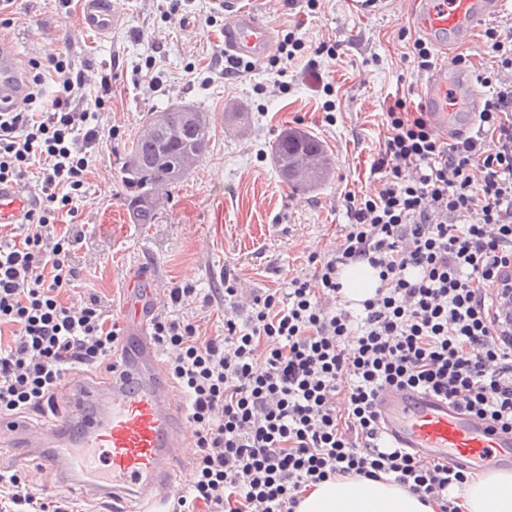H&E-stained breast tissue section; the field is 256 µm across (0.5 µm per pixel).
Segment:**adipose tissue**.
<instances>
[{
  "mask_svg": "<svg viewBox=\"0 0 512 512\" xmlns=\"http://www.w3.org/2000/svg\"><path fill=\"white\" fill-rule=\"evenodd\" d=\"M457 494L464 512H512V473H476ZM295 512H438V507L382 475L311 485L302 493Z\"/></svg>",
  "mask_w": 512,
  "mask_h": 512,
  "instance_id": "1",
  "label": "adipose tissue"
}]
</instances>
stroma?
<instances>
[{"instance_id":"obj_1","label":"stroma","mask_w":512,"mask_h":512,"mask_svg":"<svg viewBox=\"0 0 512 512\" xmlns=\"http://www.w3.org/2000/svg\"><path fill=\"white\" fill-rule=\"evenodd\" d=\"M157 4L112 0L123 23L107 36L82 28L76 2L67 9L58 0H16L13 6L18 20L10 34L22 64L42 59L52 31L61 29L63 49L89 70L86 105L94 103L103 68L112 70V101L98 112L100 141L83 193L73 201L83 275L60 299L79 305L94 293L108 314L120 315L127 273L141 265L149 268L160 302H167L169 288H195L198 298L183 316L202 335L220 336L225 307L215 292L225 275L247 296L308 273L309 254L339 240L347 222L344 194L373 192L384 112L398 98L413 107L420 101L425 77L405 58L420 33L413 0H377L366 10L355 0H317L312 9L305 0L292 9L284 0H237L272 27L276 40L292 30L303 47L283 78H275L270 55L227 83L212 72L211 58L224 43L228 12L216 0H192L183 15L168 20ZM323 44L335 47V56L321 53ZM150 60L157 78L152 86L141 79ZM325 82L330 91L322 90ZM172 106L208 114V151L183 182L169 186L158 223H131L123 150L149 114ZM289 128L309 132L327 149L332 169L321 185L296 190L283 183L271 146ZM206 294L214 298L208 306L201 302ZM17 454L11 436H0V467L19 468L35 492L66 493L36 459L15 465Z\"/></svg>"}]
</instances>
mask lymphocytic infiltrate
Listing matches in <instances>:
<instances>
[{
    "instance_id": "obj_1",
    "label": "lymphocytic infiltrate",
    "mask_w": 512,
    "mask_h": 512,
    "mask_svg": "<svg viewBox=\"0 0 512 512\" xmlns=\"http://www.w3.org/2000/svg\"><path fill=\"white\" fill-rule=\"evenodd\" d=\"M484 35L496 62L478 80L493 93L473 132L443 141L425 112L396 99L376 162L384 175L372 193H345L340 243L310 254L311 272L245 309L225 278L220 336L178 313L191 286L171 288L152 336L173 351L167 371L196 437L192 488L173 512H295L310 485L382 474L440 512H461L450 492L470 466L423 465L392 447L373 401L409 386L512 432V327H497L494 313L512 283V29ZM27 82L24 101L0 110V181L34 178L39 195L23 240L0 244V326L13 328L0 347V415L47 414L75 365L111 366L121 331L96 294L77 311L60 300L82 272L62 222L76 214L112 78L102 76L95 110L84 109V71L53 48L31 62ZM357 262L380 283L356 315L340 274ZM0 512L73 510L0 470Z\"/></svg>"
}]
</instances>
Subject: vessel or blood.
<instances>
[{
	"label": "vessel or blood",
	"mask_w": 512,
	"mask_h": 512,
	"mask_svg": "<svg viewBox=\"0 0 512 512\" xmlns=\"http://www.w3.org/2000/svg\"><path fill=\"white\" fill-rule=\"evenodd\" d=\"M507 0H415L417 27L443 55L421 90L422 109L444 138L459 129L449 121L453 109L479 112L482 98L470 70L457 64L448 51L471 39ZM85 29L107 34L120 16L110 0H80ZM224 26V48L236 56L261 60L275 47L271 27L256 13L234 10ZM27 92L16 44L0 35V106ZM35 203L32 195L13 182H0V224H20ZM159 309L155 284L145 274L132 273L122 304L128 345L108 383L73 379L62 394L67 414L42 428L26 419L0 417V431L21 442L23 454L41 461L63 482L73 484L100 512H163L189 455V425L174 390L164 377L162 353L150 334ZM385 438L397 448L411 449L417 461L470 462L489 467L512 465V434L492 429L489 422L449 406L430 393L391 388L375 401Z\"/></svg>",
	"instance_id": "vessel-or-blood-1"
}]
</instances>
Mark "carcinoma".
I'll return each mask as SVG.
<instances>
[{
    "instance_id": "1",
    "label": "carcinoma",
    "mask_w": 512,
    "mask_h": 512,
    "mask_svg": "<svg viewBox=\"0 0 512 512\" xmlns=\"http://www.w3.org/2000/svg\"><path fill=\"white\" fill-rule=\"evenodd\" d=\"M211 127L186 106H175L149 118L128 147L122 166L130 189L129 216L134 224H154L159 218L160 187L180 182L192 164L203 158ZM272 156L283 180L296 187L321 184L329 159L321 141L308 132L285 130L275 140Z\"/></svg>"
}]
</instances>
